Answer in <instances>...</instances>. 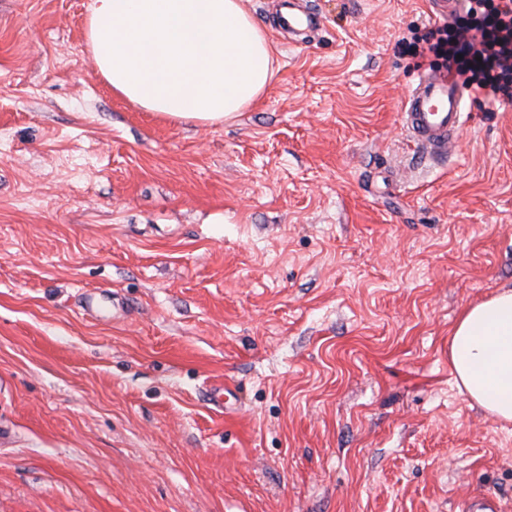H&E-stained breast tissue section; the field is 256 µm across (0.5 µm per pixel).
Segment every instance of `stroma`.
<instances>
[{
    "instance_id": "1",
    "label": "stroma",
    "mask_w": 512,
    "mask_h": 512,
    "mask_svg": "<svg viewBox=\"0 0 512 512\" xmlns=\"http://www.w3.org/2000/svg\"><path fill=\"white\" fill-rule=\"evenodd\" d=\"M91 3L0 0V512H512L448 359L512 288V102L423 165L430 0H313L301 42L244 0L278 71L215 125L115 96Z\"/></svg>"
}]
</instances>
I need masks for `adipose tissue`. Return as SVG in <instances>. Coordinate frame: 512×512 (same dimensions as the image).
<instances>
[{"label":"adipose tissue","instance_id":"1","mask_svg":"<svg viewBox=\"0 0 512 512\" xmlns=\"http://www.w3.org/2000/svg\"><path fill=\"white\" fill-rule=\"evenodd\" d=\"M86 39L115 94L173 122L222 123L275 74L273 44L243 0H93ZM448 358L471 402L512 421V289L462 311Z\"/></svg>","mask_w":512,"mask_h":512}]
</instances>
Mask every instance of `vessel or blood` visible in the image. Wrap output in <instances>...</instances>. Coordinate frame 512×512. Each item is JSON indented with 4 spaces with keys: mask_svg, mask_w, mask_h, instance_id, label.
Returning a JSON list of instances; mask_svg holds the SVG:
<instances>
[{
    "mask_svg": "<svg viewBox=\"0 0 512 512\" xmlns=\"http://www.w3.org/2000/svg\"><path fill=\"white\" fill-rule=\"evenodd\" d=\"M284 7L277 16L281 29L297 33L312 26L313 12L302 10L298 0H286ZM464 104V87L448 72L433 70L425 73L406 97L402 123L429 158H444L463 123Z\"/></svg>",
    "mask_w": 512,
    "mask_h": 512,
    "instance_id": "obj_1",
    "label": "vessel or blood"
}]
</instances>
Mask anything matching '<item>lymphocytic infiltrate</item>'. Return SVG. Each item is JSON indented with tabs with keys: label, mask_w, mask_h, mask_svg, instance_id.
<instances>
[{
	"label": "lymphocytic infiltrate",
	"mask_w": 512,
	"mask_h": 512,
	"mask_svg": "<svg viewBox=\"0 0 512 512\" xmlns=\"http://www.w3.org/2000/svg\"><path fill=\"white\" fill-rule=\"evenodd\" d=\"M409 51L441 59L475 95L512 101V0H470L462 16L410 43Z\"/></svg>",
	"instance_id": "1"
}]
</instances>
